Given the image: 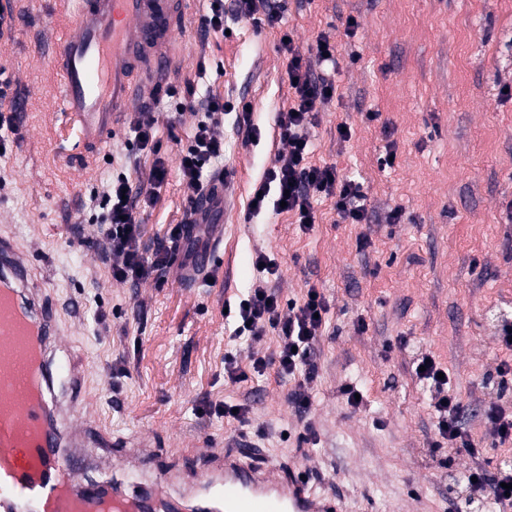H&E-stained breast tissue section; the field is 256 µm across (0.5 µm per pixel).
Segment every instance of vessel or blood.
Instances as JSON below:
<instances>
[{
  "label": "vessel or blood",
  "instance_id": "b4317fda",
  "mask_svg": "<svg viewBox=\"0 0 512 512\" xmlns=\"http://www.w3.org/2000/svg\"><path fill=\"white\" fill-rule=\"evenodd\" d=\"M175 12V0H81L72 13L57 62L63 115L76 128L81 166L132 109L137 82L162 83ZM0 292V416L10 419L0 426V512H342L341 500L314 496L308 479L250 464L251 450L242 445L210 449V469L176 495L169 472L148 491L86 486L61 457L83 445L91 424L87 402L72 401L80 422L58 428L47 367L59 330L24 257L2 236Z\"/></svg>",
  "mask_w": 512,
  "mask_h": 512
}]
</instances>
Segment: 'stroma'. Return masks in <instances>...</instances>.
<instances>
[{
	"instance_id": "35a3bbf8",
	"label": "stroma",
	"mask_w": 512,
	"mask_h": 512,
	"mask_svg": "<svg viewBox=\"0 0 512 512\" xmlns=\"http://www.w3.org/2000/svg\"><path fill=\"white\" fill-rule=\"evenodd\" d=\"M180 2L166 85L140 92L134 109L155 120L159 151L173 157L197 122L178 114L179 93L190 88L194 103L226 104L215 129L224 157L214 166L234 183L224 259L191 286L178 252L145 281L112 278L96 246V216L113 174H130L135 193L155 195L138 214L149 258L189 216L194 193L175 168L153 188L152 159L127 149L124 124L92 165L69 167L75 134L62 116L61 76L49 65L65 19L57 0H0V69L23 114L0 156V232L25 250L61 309L65 358L87 371L97 427L130 444L149 440L158 470L201 472L205 442H230L243 429L201 407L244 401L243 430L258 461L308 469L314 491L342 498L348 512H466L460 476L497 471L512 457L485 437L482 417L490 404L512 406V380L496 371L498 327L512 321V95L501 92L512 86V0H283L276 26L236 17L234 0H224L220 31L203 25L205 0ZM329 29L337 93L310 131L312 161L363 184L370 221L340 223L333 199L322 198L305 233L289 213L250 216L249 203L288 150L276 126L294 103L280 38L306 50ZM169 86L177 97H166ZM245 106L250 141L237 126ZM341 124L351 129L344 141ZM389 144L395 161L387 166L380 158ZM262 253L275 258L278 276L257 274ZM311 287L330 311L302 417L273 361L276 332L230 341L234 319L224 309L256 288L275 290L285 304ZM421 350L447 366L479 457L433 449L435 418L414 371ZM229 352L245 370L266 358L264 375L230 379ZM347 386L364 394L365 409L348 405ZM308 422L314 446L300 442Z\"/></svg>"
}]
</instances>
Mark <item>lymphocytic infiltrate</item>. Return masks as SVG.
<instances>
[{
  "mask_svg": "<svg viewBox=\"0 0 512 512\" xmlns=\"http://www.w3.org/2000/svg\"><path fill=\"white\" fill-rule=\"evenodd\" d=\"M279 49L287 60L289 86L295 95L292 108L276 116L280 137L287 141L288 151L279 155L276 165L265 172L255 187L250 214L256 216L269 208L276 212L284 209L296 216L301 231L306 232L315 222L314 201L332 197L343 223H367L366 196L361 184L338 172L336 167L320 166L311 161L309 129L317 119L321 104L336 93L335 83L325 75L326 70L337 66L335 39L324 32L309 52H301L290 40L281 42ZM203 110L204 116L194 127L190 145L173 161L157 153L153 120L139 113L129 118V146L153 157L148 176L151 184L161 186L170 165L174 164L189 187L197 191L206 188L205 173L209 165L224 155V142L213 132L214 125L224 117V104L211 98L206 100ZM129 186L126 174L112 179L104 198L99 234L101 256L113 279L137 283L168 267L169 249L158 250L151 259L144 256L141 250L143 226L136 217L139 203L135 197L127 195ZM236 309L234 338L257 339L267 330L277 332L278 372L293 380L290 401L299 415H306L311 406L308 386L318 370L315 346L328 320V300L317 288L311 287L301 303L285 309L275 293L257 288L241 298ZM417 363L422 367L417 377L429 389L430 406L436 418L435 448L448 447L478 454L476 440L460 423L462 404L449 379L442 377V365L428 353L421 354ZM472 474L474 479L468 484L471 491L490 498L499 512H512V495H506L504 490L506 484L512 483V467L494 473L476 467Z\"/></svg>",
  "mask_w": 512,
  "mask_h": 512,
  "instance_id": "1",
  "label": "lymphocytic infiltrate"
}]
</instances>
